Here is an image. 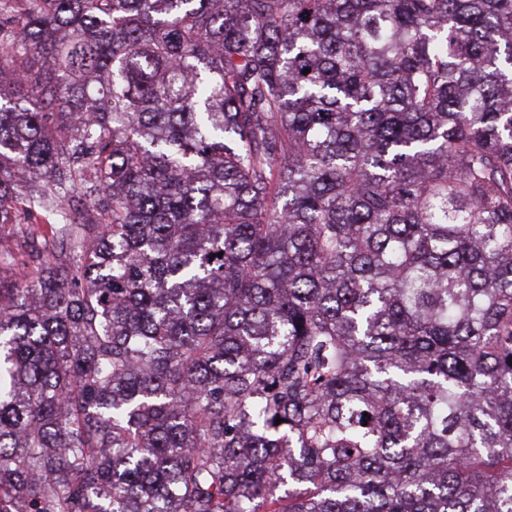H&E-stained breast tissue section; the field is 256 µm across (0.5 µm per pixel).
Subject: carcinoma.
Segmentation results:
<instances>
[{
  "mask_svg": "<svg viewBox=\"0 0 512 512\" xmlns=\"http://www.w3.org/2000/svg\"><path fill=\"white\" fill-rule=\"evenodd\" d=\"M20 211L0 512H512V0H0Z\"/></svg>",
  "mask_w": 512,
  "mask_h": 512,
  "instance_id": "cac0c4a2",
  "label": "carcinoma"
}]
</instances>
